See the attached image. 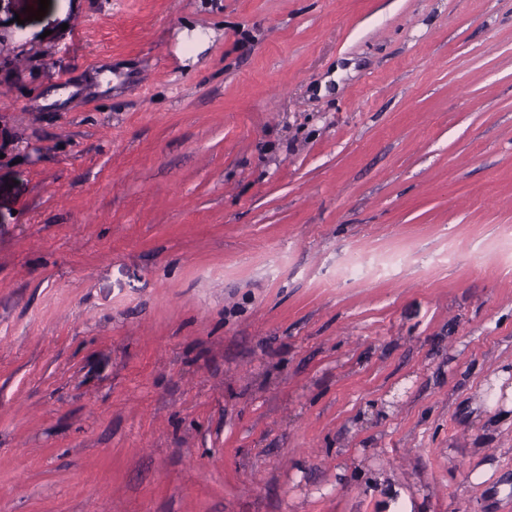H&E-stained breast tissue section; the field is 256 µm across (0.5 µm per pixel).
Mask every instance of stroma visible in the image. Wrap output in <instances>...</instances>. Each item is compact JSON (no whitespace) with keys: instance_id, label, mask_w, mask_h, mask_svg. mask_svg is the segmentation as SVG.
Wrapping results in <instances>:
<instances>
[{"instance_id":"1","label":"stroma","mask_w":512,"mask_h":512,"mask_svg":"<svg viewBox=\"0 0 512 512\" xmlns=\"http://www.w3.org/2000/svg\"><path fill=\"white\" fill-rule=\"evenodd\" d=\"M37 11L0 512H512V0Z\"/></svg>"}]
</instances>
